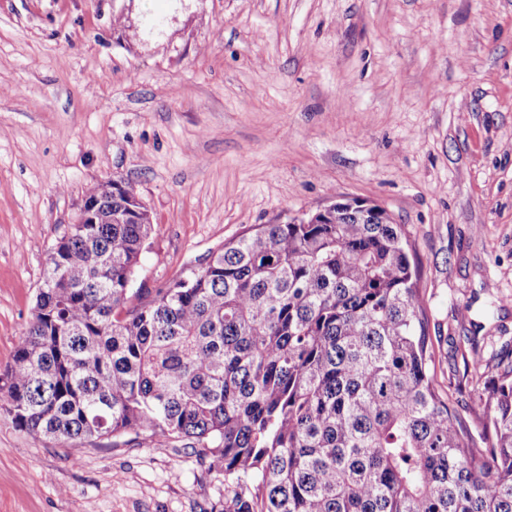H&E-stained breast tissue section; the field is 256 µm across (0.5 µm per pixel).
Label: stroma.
<instances>
[{
  "label": "stroma",
  "mask_w": 512,
  "mask_h": 512,
  "mask_svg": "<svg viewBox=\"0 0 512 512\" xmlns=\"http://www.w3.org/2000/svg\"><path fill=\"white\" fill-rule=\"evenodd\" d=\"M153 231L128 307L345 199L406 225L447 384L512 340V0H0V370L87 189ZM189 442L46 443L0 417V512H221Z\"/></svg>",
  "instance_id": "1"
}]
</instances>
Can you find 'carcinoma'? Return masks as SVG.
I'll return each instance as SVG.
<instances>
[{
  "mask_svg": "<svg viewBox=\"0 0 512 512\" xmlns=\"http://www.w3.org/2000/svg\"><path fill=\"white\" fill-rule=\"evenodd\" d=\"M131 193L91 187L99 223L69 225L50 256L0 373L16 429L190 440L257 480L224 512H512V359L486 381L467 338L476 439L436 379L405 225L379 207L260 224L128 308L152 232Z\"/></svg>",
  "mask_w": 512,
  "mask_h": 512,
  "instance_id": "cac0c4a2",
  "label": "carcinoma"
}]
</instances>
